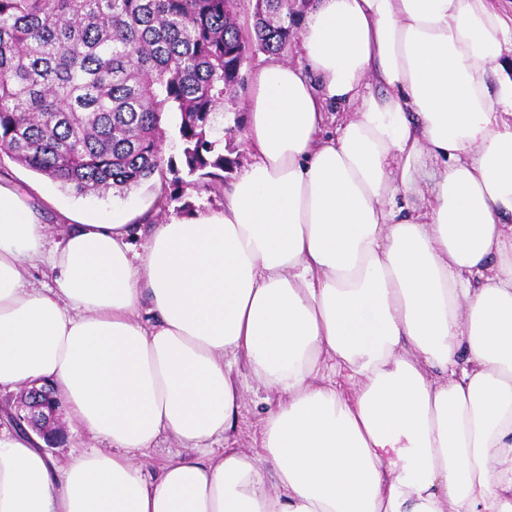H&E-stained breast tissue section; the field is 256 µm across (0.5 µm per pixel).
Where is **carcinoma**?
Wrapping results in <instances>:
<instances>
[{
	"label": "carcinoma",
	"instance_id": "obj_1",
	"mask_svg": "<svg viewBox=\"0 0 512 512\" xmlns=\"http://www.w3.org/2000/svg\"><path fill=\"white\" fill-rule=\"evenodd\" d=\"M309 2L252 0L246 40L237 0H0V153L77 196L157 176L164 211L184 184L162 155L164 114H179L187 174L222 180L224 98L254 53L299 35Z\"/></svg>",
	"mask_w": 512,
	"mask_h": 512
}]
</instances>
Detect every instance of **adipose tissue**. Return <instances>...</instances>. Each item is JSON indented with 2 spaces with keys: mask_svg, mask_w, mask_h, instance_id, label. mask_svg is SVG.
I'll list each match as a JSON object with an SVG mask.
<instances>
[{
  "mask_svg": "<svg viewBox=\"0 0 512 512\" xmlns=\"http://www.w3.org/2000/svg\"><path fill=\"white\" fill-rule=\"evenodd\" d=\"M301 29L304 64L252 75L223 211L142 254L120 222L46 248L0 184V389L52 385L107 444L0 429V512H512V19L315 0ZM241 363L275 397L263 451L202 452ZM163 435L184 452L146 476Z\"/></svg>",
  "mask_w": 512,
  "mask_h": 512,
  "instance_id": "obj_1",
  "label": "adipose tissue"
}]
</instances>
